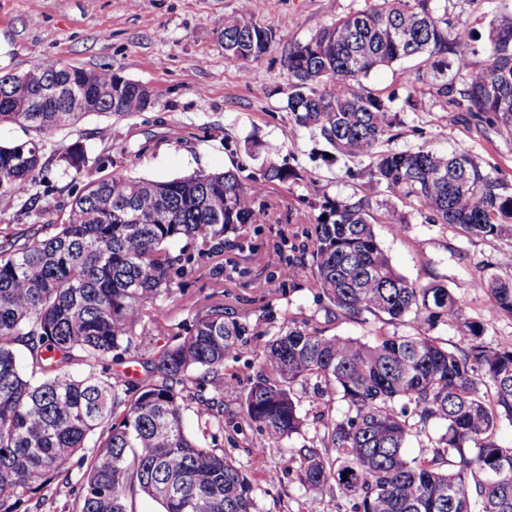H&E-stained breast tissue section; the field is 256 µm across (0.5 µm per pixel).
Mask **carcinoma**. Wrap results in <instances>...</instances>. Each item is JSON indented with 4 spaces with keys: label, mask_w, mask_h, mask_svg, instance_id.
<instances>
[{
    "label": "carcinoma",
    "mask_w": 512,
    "mask_h": 512,
    "mask_svg": "<svg viewBox=\"0 0 512 512\" xmlns=\"http://www.w3.org/2000/svg\"><path fill=\"white\" fill-rule=\"evenodd\" d=\"M431 2L371 0L294 45L288 111L336 154L369 158L368 183L428 210L432 223L473 236L512 233V193L467 151L381 149L395 124L393 99L364 80L425 54L440 96L512 136V17L490 22L477 45ZM220 39L226 58L249 62L275 32L239 11L224 20ZM35 68L42 83L28 91L16 88L15 75H0V123L36 133L0 145V199L24 208L46 138L92 112L130 116L153 104L145 86L109 69L53 60ZM62 161L82 170L83 146L73 144ZM263 177L281 183L290 174L269 162ZM266 208L263 185L233 170L168 181L114 175L90 182L65 210L40 208V233L0 245V512H18L26 498L40 509L38 493L53 484L70 488L73 512H135L138 495L161 512H253V484L232 459L188 435L184 407L196 402L199 428L219 433L224 396L234 397L260 431L252 447L270 448L300 431L294 386L311 379L346 411L320 414L316 440L293 456L308 489L347 498L352 512H512V448L496 439L503 423L512 425V346L481 341L491 317L512 314V282L473 278L493 305L483 319L467 316L443 283L396 270L366 197L326 203L306 240L284 241L286 273L303 270L336 320L442 323L461 345L421 333L362 341L290 325L265 343L241 393L224 361L247 327L214 303L196 309L187 335L148 362L144 377L106 364L130 353L134 338L169 331L156 301L173 296L195 262L221 255L229 233L261 223ZM77 366L85 367L80 375ZM431 423L444 432L427 437L430 452L407 458L408 438ZM73 462L84 469L75 485Z\"/></svg>",
    "instance_id": "cac0c4a2"
}]
</instances>
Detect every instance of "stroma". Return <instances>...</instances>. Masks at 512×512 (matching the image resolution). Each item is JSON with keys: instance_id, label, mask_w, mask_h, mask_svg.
Returning <instances> with one entry per match:
<instances>
[{"instance_id": "obj_1", "label": "stroma", "mask_w": 512, "mask_h": 512, "mask_svg": "<svg viewBox=\"0 0 512 512\" xmlns=\"http://www.w3.org/2000/svg\"><path fill=\"white\" fill-rule=\"evenodd\" d=\"M370 0H252L261 25L277 40L259 59H226L220 32L240 0H0V74H21L49 58L86 70L109 69L150 88L155 103L130 116L92 113L75 127L51 137L44 168L30 194L67 206L87 183L115 174L165 181L194 172L234 170L245 181H262L267 162L289 170L287 183L268 185L265 223L240 231L238 245L225 247L220 260L201 261L181 280L172 298L160 304L172 334L134 342L135 353L153 359L174 333L184 332L197 307L220 301L230 317L259 325L262 336H243L225 361L246 389L266 339L289 324L328 326L330 333L364 341L376 332L409 335L410 321L386 317L327 321L324 304L307 288L294 287L281 273L283 239L304 237L325 201L369 196L373 213L393 208L407 219L403 233L375 227L395 268L412 281L438 279L462 299L473 317L487 314L490 297L471 288L474 273L512 281L502 258L512 253V235L479 237L457 227L428 223L425 214L387 193L370 188L359 175L363 159L329 158L314 130L297 125L287 109L288 50L324 24L363 9ZM453 24H466L487 37L489 22L512 10V0H445ZM368 88L394 97L400 112L389 149L466 147L486 168L497 170L512 190V139L452 111L436 93L424 64L417 60L381 68L366 78ZM81 144L88 162L80 172L64 171L62 154ZM111 162L99 166V156ZM305 420L301 433L256 453L259 436L234 402L224 405V430L204 435L197 427L196 403H188L185 423L199 442L234 460L254 484L253 512H349L347 501L304 487L293 452L321 429L317 415L346 406L338 396L321 395L316 382L295 386Z\"/></svg>"}]
</instances>
